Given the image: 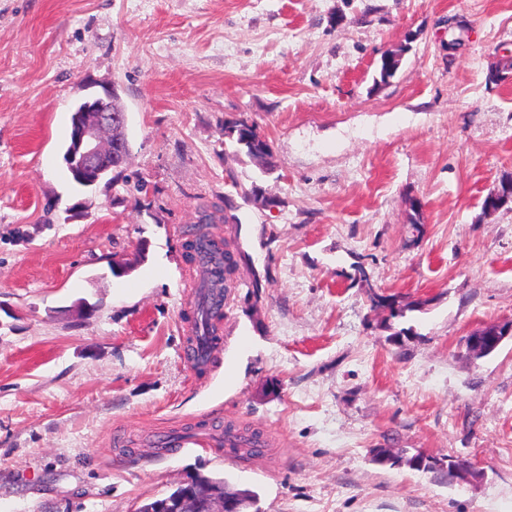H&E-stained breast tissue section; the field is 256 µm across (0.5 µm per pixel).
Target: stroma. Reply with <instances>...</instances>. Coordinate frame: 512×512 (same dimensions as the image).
Returning a JSON list of instances; mask_svg holds the SVG:
<instances>
[{"label": "stroma", "mask_w": 512, "mask_h": 512, "mask_svg": "<svg viewBox=\"0 0 512 512\" xmlns=\"http://www.w3.org/2000/svg\"><path fill=\"white\" fill-rule=\"evenodd\" d=\"M108 90L130 153L84 188L72 111ZM511 176L512 0H0V512H137L195 472L260 512H512V340L465 343L512 320V203L482 208ZM226 200L239 278L199 370L185 244ZM370 286L412 311L384 328ZM199 420L269 444L152 453ZM224 138L229 139L236 154H244L259 162L265 173H272L277 162L269 141L260 134L256 126L240 119L224 122ZM508 338L512 340V323L510 322L471 333L466 339V344L474 355L481 358L497 351Z\"/></svg>", "instance_id": "stroma-1"}]
</instances>
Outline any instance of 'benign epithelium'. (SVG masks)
<instances>
[{
    "label": "benign epithelium",
    "mask_w": 512,
    "mask_h": 512,
    "mask_svg": "<svg viewBox=\"0 0 512 512\" xmlns=\"http://www.w3.org/2000/svg\"><path fill=\"white\" fill-rule=\"evenodd\" d=\"M113 93L107 91L102 97L82 103V109L75 114L71 130L72 146L66 153V163L71 174L87 186L96 185L112 171V143H102L100 135L112 130V122H127V114L116 116L112 113ZM512 339V323L483 328L466 339L469 350L477 357L488 356L499 349L504 340ZM454 482L466 483L478 473L465 460L457 459L452 464ZM184 484L191 489L177 502L182 512H227L234 504L224 498V494L199 484L190 477Z\"/></svg>",
    "instance_id": "1"
}]
</instances>
